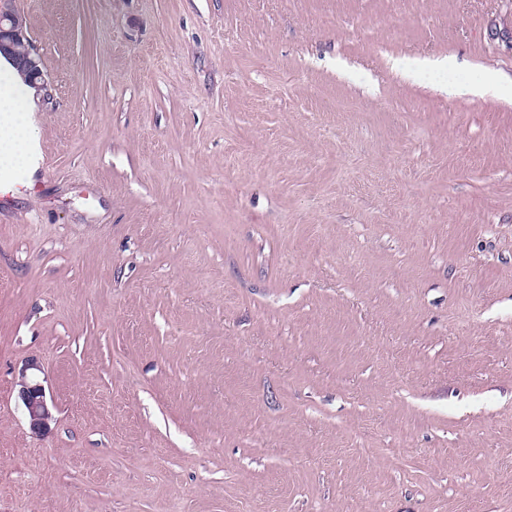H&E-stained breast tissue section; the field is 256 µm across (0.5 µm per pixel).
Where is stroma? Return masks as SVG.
I'll return each instance as SVG.
<instances>
[{
    "mask_svg": "<svg viewBox=\"0 0 512 512\" xmlns=\"http://www.w3.org/2000/svg\"><path fill=\"white\" fill-rule=\"evenodd\" d=\"M13 2L0 512H512V0ZM12 58L21 75L39 91L47 89L41 58L26 35L25 17L11 7L9 1L0 5V54ZM0 154L14 157L16 164L30 168L36 157L26 94L21 86L6 80L0 92ZM28 370L42 372L41 365L36 360L28 361L18 381V396L26 412L30 429L34 433H40L48 428L54 405L51 397L47 396L45 386L35 378H28Z\"/></svg>",
    "mask_w": 512,
    "mask_h": 512,
    "instance_id": "stroma-1",
    "label": "stroma"
}]
</instances>
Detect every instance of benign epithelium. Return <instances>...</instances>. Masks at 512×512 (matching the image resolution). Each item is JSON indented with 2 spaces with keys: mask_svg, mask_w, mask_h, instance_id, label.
Wrapping results in <instances>:
<instances>
[{
  "mask_svg": "<svg viewBox=\"0 0 512 512\" xmlns=\"http://www.w3.org/2000/svg\"><path fill=\"white\" fill-rule=\"evenodd\" d=\"M0 54L12 58L21 75L35 88L47 89L44 73L39 66L40 57L26 35L25 17L5 0L0 5ZM42 371L34 359L25 364L18 381V396L26 412L30 429L39 433L48 428L52 420L53 401L47 396L45 386L27 371Z\"/></svg>",
  "mask_w": 512,
  "mask_h": 512,
  "instance_id": "obj_1",
  "label": "benign epithelium"
}]
</instances>
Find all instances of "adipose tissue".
I'll list each match as a JSON object with an SVG mask.
<instances>
[{"instance_id": "1", "label": "adipose tissue", "mask_w": 512, "mask_h": 512, "mask_svg": "<svg viewBox=\"0 0 512 512\" xmlns=\"http://www.w3.org/2000/svg\"><path fill=\"white\" fill-rule=\"evenodd\" d=\"M0 154L14 157L25 167L33 166L36 157L27 97L23 88L11 81L0 88Z\"/></svg>"}]
</instances>
